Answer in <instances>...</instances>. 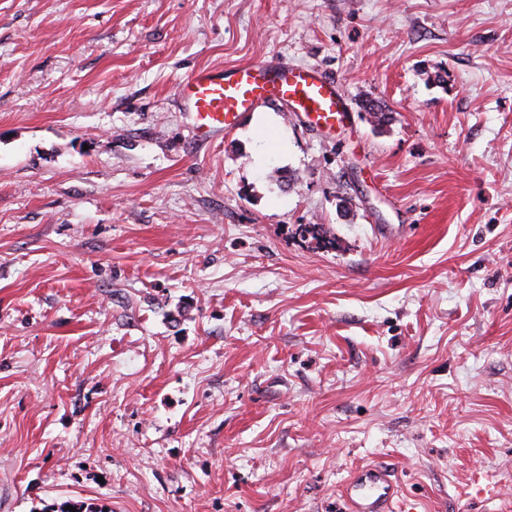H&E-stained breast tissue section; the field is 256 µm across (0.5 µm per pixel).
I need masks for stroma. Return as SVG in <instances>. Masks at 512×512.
Here are the masks:
<instances>
[{
    "instance_id": "1",
    "label": "stroma",
    "mask_w": 512,
    "mask_h": 512,
    "mask_svg": "<svg viewBox=\"0 0 512 512\" xmlns=\"http://www.w3.org/2000/svg\"><path fill=\"white\" fill-rule=\"evenodd\" d=\"M272 58L351 125L196 143L182 81ZM374 463L512 512V0H0V512H344Z\"/></svg>"
}]
</instances>
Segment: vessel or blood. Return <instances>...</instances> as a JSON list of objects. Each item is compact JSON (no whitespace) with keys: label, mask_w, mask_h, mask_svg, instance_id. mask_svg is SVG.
Returning a JSON list of instances; mask_svg holds the SVG:
<instances>
[{"label":"vessel or blood","mask_w":512,"mask_h":512,"mask_svg":"<svg viewBox=\"0 0 512 512\" xmlns=\"http://www.w3.org/2000/svg\"><path fill=\"white\" fill-rule=\"evenodd\" d=\"M196 139L210 141L232 130L241 115L270 101L288 105L319 129L344 127L353 119L339 83L315 68L260 61L227 70L202 67L179 86ZM349 512H394L392 471L377 464L351 471L346 482Z\"/></svg>","instance_id":"vessel-or-blood-1"}]
</instances>
